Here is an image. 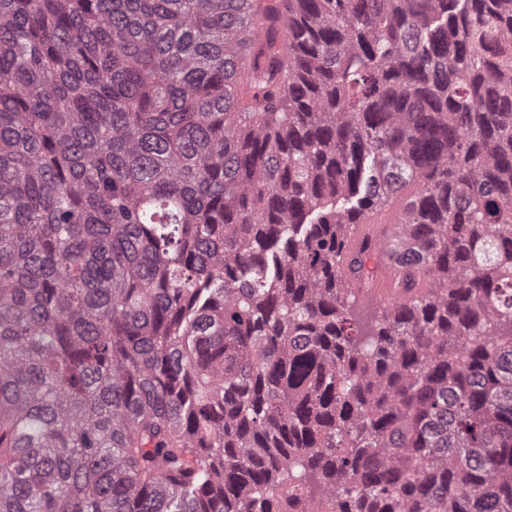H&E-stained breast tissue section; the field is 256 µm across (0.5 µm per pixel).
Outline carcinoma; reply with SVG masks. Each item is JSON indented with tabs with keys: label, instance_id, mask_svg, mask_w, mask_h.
I'll return each mask as SVG.
<instances>
[{
	"label": "carcinoma",
	"instance_id": "1",
	"mask_svg": "<svg viewBox=\"0 0 512 512\" xmlns=\"http://www.w3.org/2000/svg\"><path fill=\"white\" fill-rule=\"evenodd\" d=\"M0 512H512V0H0ZM409 201V196L402 195L391 204L390 214L392 219L387 221L391 224H383V231L379 230L376 224L385 222L380 214L370 215L365 221L368 224H357L350 234L349 250H357L366 238L373 239L372 241L376 244V254L384 264L389 267L397 266L394 261L398 255L395 254L392 260L390 249L395 248V242L400 233V226L397 224L399 215L407 207Z\"/></svg>",
	"mask_w": 512,
	"mask_h": 512
}]
</instances>
